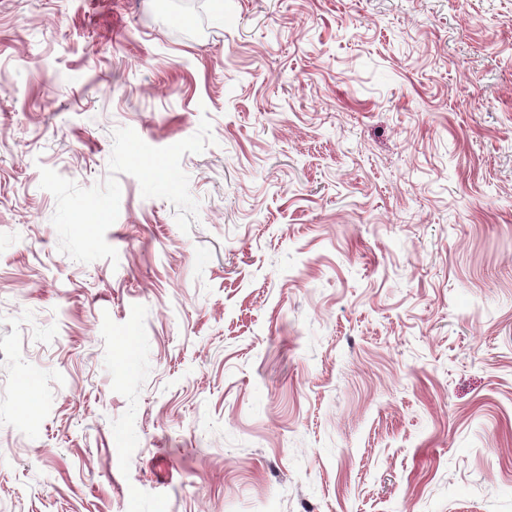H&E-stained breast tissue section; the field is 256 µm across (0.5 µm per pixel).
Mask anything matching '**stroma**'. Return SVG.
Instances as JSON below:
<instances>
[{"label":"stroma","instance_id":"1","mask_svg":"<svg viewBox=\"0 0 512 512\" xmlns=\"http://www.w3.org/2000/svg\"><path fill=\"white\" fill-rule=\"evenodd\" d=\"M0 512H512V0H0Z\"/></svg>","mask_w":512,"mask_h":512}]
</instances>
